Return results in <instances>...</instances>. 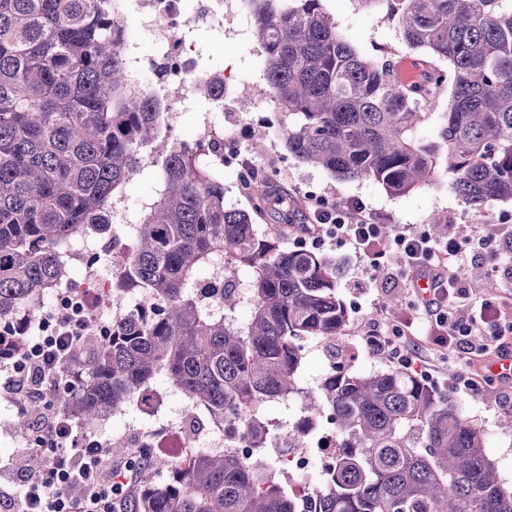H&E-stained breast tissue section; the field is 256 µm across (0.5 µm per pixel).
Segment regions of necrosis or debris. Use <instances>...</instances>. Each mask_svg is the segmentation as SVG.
Returning <instances> with one entry per match:
<instances>
[{"label":"necrosis or debris","instance_id":"necrosis-or-debris-1","mask_svg":"<svg viewBox=\"0 0 512 512\" xmlns=\"http://www.w3.org/2000/svg\"><path fill=\"white\" fill-rule=\"evenodd\" d=\"M118 18L127 30L120 51L127 63L129 79L136 88L146 90L163 105L165 125L175 131L181 145H193L205 138L223 140L224 101L230 92L220 71L204 69L189 45L185 32L202 25H222L224 10L235 0H118ZM213 86L206 114L192 130L180 129V114L186 102L200 100V83ZM69 264L82 267L81 278H70L51 285L47 293L28 300L24 316L27 345L51 335L58 308L83 304L93 309L90 320L97 335L112 333V316L106 311V299L112 281L103 277L95 263L87 261L79 239H72L64 250ZM232 432L222 420H204L197 432H189L182 423H169L159 430L149 426L137 429L131 448L173 447L177 457L186 459L199 451L223 450ZM336 460V429L326 421L317 426L309 447L299 448L289 456L288 474L294 479L293 491L306 498L312 488L325 480Z\"/></svg>","mask_w":512,"mask_h":512}]
</instances>
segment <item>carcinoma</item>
I'll return each mask as SVG.
<instances>
[{
  "mask_svg": "<svg viewBox=\"0 0 512 512\" xmlns=\"http://www.w3.org/2000/svg\"><path fill=\"white\" fill-rule=\"evenodd\" d=\"M284 145L300 162L392 195L430 183L439 169L473 210L512 200V0H387L411 49L448 61L451 103L421 137V97L397 66L364 56L323 0H248ZM114 0H0V321L67 270L60 248L112 229L122 253L112 274V335L76 341L88 365L53 402L90 428L165 381L235 428L222 452L203 450L166 480L153 467L123 490L126 512H512L480 428L451 396L400 369L339 370L308 396L306 415L336 425L334 470L301 506L282 475L299 431L281 438L264 414L294 394L315 340L336 349L350 313L341 265L284 246L257 220L284 200L265 175L248 209L224 206V180L200 162L205 146L178 147L163 113L127 78ZM150 173L152 193L129 223L111 226L112 200ZM224 268L214 306L202 274ZM149 298L146 315L125 293ZM248 309L247 319L237 311ZM16 430L28 434L29 411ZM252 448L243 457L237 448Z\"/></svg>",
  "mask_w": 512,
  "mask_h": 512,
  "instance_id": "carcinoma-1",
  "label": "carcinoma"
}]
</instances>
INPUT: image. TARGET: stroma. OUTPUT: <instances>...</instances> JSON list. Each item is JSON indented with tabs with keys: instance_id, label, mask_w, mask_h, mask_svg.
<instances>
[{
	"instance_id": "1",
	"label": "stroma",
	"mask_w": 512,
	"mask_h": 512,
	"mask_svg": "<svg viewBox=\"0 0 512 512\" xmlns=\"http://www.w3.org/2000/svg\"><path fill=\"white\" fill-rule=\"evenodd\" d=\"M323 5L335 21L338 31L350 39L367 57L392 59L400 66L416 68L424 52L410 49L397 27L386 18V0H323ZM245 18L225 14L223 28L196 27L188 34L208 68L223 71L228 82L249 76L256 92L266 86L264 73L257 69L259 47L246 35ZM224 127L236 133V146L242 156L254 166L273 175L279 189L288 190L293 201L306 203L309 191L336 202L357 200L366 208L386 217L388 223L413 228H429L432 215L448 220L450 233L466 232L476 226L500 235L512 234V202L489 203L483 215H476L450 187L447 174H440L423 189L394 196L371 181H342L327 171L305 165L288 154L283 144L279 114L259 110L254 97L227 102L224 107ZM325 253L341 258L344 273L340 290L351 309L350 319L343 329L347 336H367L386 332L388 326L408 324L419 314L422 296L412 293L408 282L398 274L397 265H389L381 278H373L369 269L357 257L347 241L327 242ZM473 266L482 268L486 276L472 278L462 272L461 286L465 296L458 300L459 311L467 309L485 293H494L502 304L505 320L512 321V263L501 262L487 252L475 255ZM426 363L419 371L430 384L450 391L464 414L481 428L487 438V451L495 462L501 481L512 489V434L501 433L498 423L503 415H512V400L503 394L497 381L485 372V358H467L452 348L427 344ZM472 370L482 384V393L472 397L461 390L455 379L449 378V368Z\"/></svg>"
}]
</instances>
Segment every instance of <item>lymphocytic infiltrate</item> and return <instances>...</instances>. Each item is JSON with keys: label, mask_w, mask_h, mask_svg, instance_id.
<instances>
[{"label": "lymphocytic infiltrate", "mask_w": 512, "mask_h": 512, "mask_svg": "<svg viewBox=\"0 0 512 512\" xmlns=\"http://www.w3.org/2000/svg\"><path fill=\"white\" fill-rule=\"evenodd\" d=\"M313 224L306 232L312 246L326 239L342 237L370 264H381L385 250H372L377 239L396 248L405 258L403 274L408 278L430 280L431 298L425 308L429 328L440 330V345L461 353L481 356L488 352L512 353V323L503 322L500 304L494 297L481 299L475 310L461 314L455 305L460 293V273L469 259L470 248H491L493 234H474L463 240L435 237L428 231H406L401 225H385L383 216L367 211L359 202L336 205L326 200L312 202ZM388 237H381V230ZM56 335L44 337L40 346L24 350L19 359L6 367L0 390L22 399H50L63 386L72 384L76 367L69 357L72 344L79 340L83 324L67 311H59ZM369 347L391 361L411 368L422 361L418 345L409 343L408 332L392 326L387 336L372 339ZM28 466L24 473L0 466V507L9 512H125L117 487L135 480L130 463L115 466L111 452L99 440L79 434L76 422L60 412L48 415L30 436L25 450ZM25 489L22 500H15L16 486Z\"/></svg>", "instance_id": "f902f5d3"}]
</instances>
